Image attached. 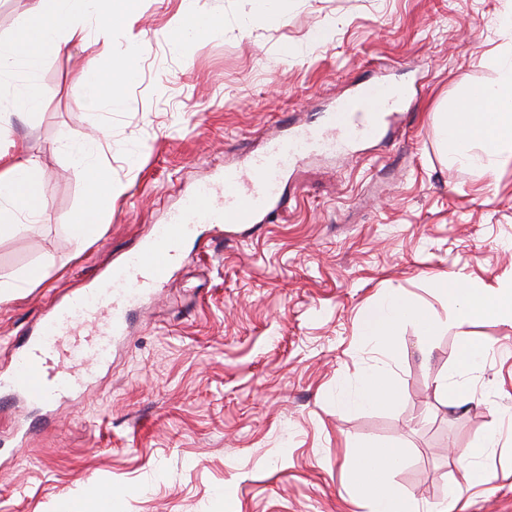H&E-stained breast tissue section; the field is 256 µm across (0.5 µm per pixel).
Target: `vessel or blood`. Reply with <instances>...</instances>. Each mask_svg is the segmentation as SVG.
Returning <instances> with one entry per match:
<instances>
[{
	"label": "vessel or blood",
	"instance_id": "b4317fda",
	"mask_svg": "<svg viewBox=\"0 0 512 512\" xmlns=\"http://www.w3.org/2000/svg\"><path fill=\"white\" fill-rule=\"evenodd\" d=\"M401 97L388 84L363 86L358 107L338 111L335 145L375 137L382 119L398 108ZM317 138L315 129H302L293 140L274 144L249 156L242 167L225 171L221 191L204 187L190 195L181 210L157 225L147 243L113 265L95 288L70 295L64 305L42 314L37 335L27 338L24 354L7 376L0 377V393L35 406L81 394L87 373L64 365L50 367V356L66 358L83 351L89 362L108 363L114 342L127 333L133 305L165 283L168 258L193 238L198 224L211 218L229 226L257 223L267 210L278 207L282 184L301 146Z\"/></svg>",
	"mask_w": 512,
	"mask_h": 512
}]
</instances>
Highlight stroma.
I'll return each mask as SVG.
<instances>
[{
	"instance_id": "35a3bbf8",
	"label": "stroma",
	"mask_w": 512,
	"mask_h": 512,
	"mask_svg": "<svg viewBox=\"0 0 512 512\" xmlns=\"http://www.w3.org/2000/svg\"><path fill=\"white\" fill-rule=\"evenodd\" d=\"M191 8L211 15L212 31L174 47L169 31ZM506 8L288 0L285 14L266 17L251 0H139L132 28L51 53L37 74L40 110L0 130V149L38 155L48 202L42 222L0 235V275L44 268L38 284L0 300V374L43 311L92 287L201 183L220 182L298 123L334 129L337 101L378 74L419 98L387 138L344 157L303 155L268 220L200 225L195 261L174 265L162 293L132 312L111 366L82 396L0 405V512H62L100 485L124 490L126 512H367L347 468L360 441L401 446L392 482L422 506L456 487L454 512H512V438L479 458L491 481L473 487L437 447L445 439L470 456L512 416V326L471 318L466 329L488 354L462 370L464 395L445 397L435 379L458 358L455 329L425 345L403 324L385 359L399 397L336 409L384 360L361 317L385 292L421 298L442 318L434 280H512V164L481 176L446 157L436 133L442 103L494 78ZM320 29L328 39L312 42ZM136 36L147 50L122 106L84 108L93 70ZM65 130L101 137L99 162L121 186L84 248L70 226L86 188L60 143Z\"/></svg>"
}]
</instances>
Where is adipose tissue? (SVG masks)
I'll list each match as a JSON object with an SVG mask.
<instances>
[{"mask_svg": "<svg viewBox=\"0 0 512 512\" xmlns=\"http://www.w3.org/2000/svg\"><path fill=\"white\" fill-rule=\"evenodd\" d=\"M137 4L138 0H32L28 24L10 42L0 44V86L10 85L14 105L39 110L42 96L36 75L44 50L70 42L84 44L93 36L111 39L113 26L136 20ZM136 62V54L123 51L119 68L89 83L87 106L119 108L123 85ZM495 65L493 82L469 86L461 102L441 110L439 120L440 141L451 160L486 175L512 161V45L497 55ZM60 142L71 153L75 175L86 185L85 204L72 226L78 243L83 244L90 240L101 213L120 188L95 160L100 148L97 139L79 141L65 132ZM45 211L38 159L22 145L11 153L0 152V234L14 230L22 217L38 222ZM435 292L456 315L459 342L456 365L436 380L437 391L445 395L461 390L455 379L458 368L478 365L483 359L482 346L464 329L467 321L478 314H491L512 324V281L486 289L464 280L442 279ZM405 322L415 323L424 337L432 336L437 328L430 306L391 290L362 318L366 344L376 352H388L398 326ZM400 392L401 385L391 370L378 366L366 371L359 386L337 406L345 410L381 407L393 402ZM402 460L401 449L360 443L350 475L357 491L368 500L370 512H419L416 500L391 482Z\"/></svg>", "mask_w": 512, "mask_h": 512, "instance_id": "adipose-tissue-1", "label": "adipose tissue"}]
</instances>
